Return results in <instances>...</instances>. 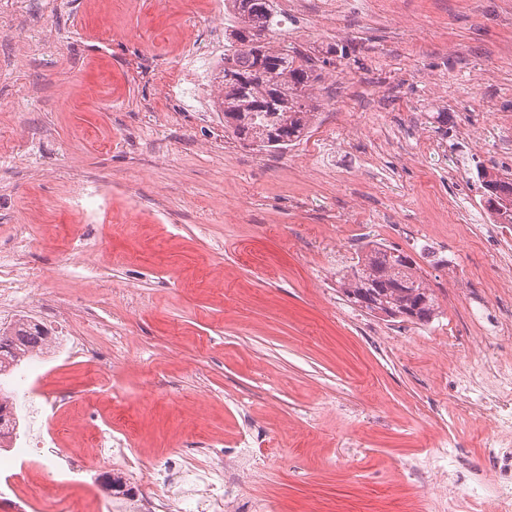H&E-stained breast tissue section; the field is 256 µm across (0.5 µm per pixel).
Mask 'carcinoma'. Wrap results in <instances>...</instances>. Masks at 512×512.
Returning a JSON list of instances; mask_svg holds the SVG:
<instances>
[{"label": "carcinoma", "instance_id": "1", "mask_svg": "<svg viewBox=\"0 0 512 512\" xmlns=\"http://www.w3.org/2000/svg\"><path fill=\"white\" fill-rule=\"evenodd\" d=\"M235 25L225 38L224 129L246 146L285 149L315 116L312 89L320 78L313 59L281 41V13L274 0H224ZM489 212L512 216V178L478 172ZM347 301L389 319L426 324L437 313L436 296L404 251L370 240L338 278ZM18 342L0 339V359L16 362L49 343L46 330L30 320L17 324Z\"/></svg>", "mask_w": 512, "mask_h": 512}]
</instances>
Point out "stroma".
<instances>
[{"label": "stroma", "instance_id": "stroma-1", "mask_svg": "<svg viewBox=\"0 0 512 512\" xmlns=\"http://www.w3.org/2000/svg\"><path fill=\"white\" fill-rule=\"evenodd\" d=\"M276 5L289 46L335 50L313 91L324 144L253 149L165 90L224 18L181 0H0V265L93 350L43 377L58 411L21 417L20 436L112 429L147 467L250 448L265 465L240 495L272 512H448L449 439L488 480L498 433L457 399L481 377L482 333L512 313L477 177L512 170V0ZM91 182L112 210L73 223ZM369 240L416 260L430 324L342 297L336 272Z\"/></svg>", "mask_w": 512, "mask_h": 512}]
</instances>
